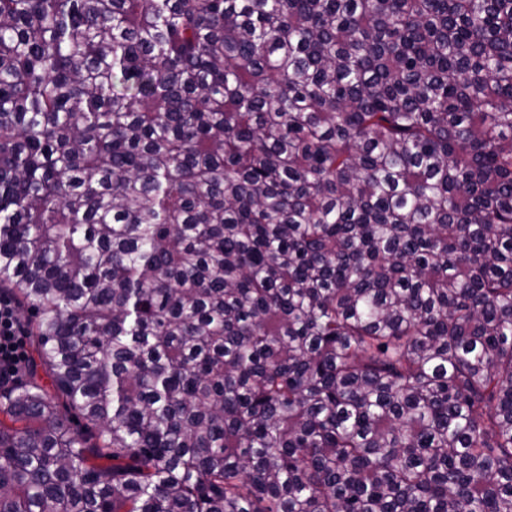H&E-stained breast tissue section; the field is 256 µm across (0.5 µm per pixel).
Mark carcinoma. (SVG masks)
Segmentation results:
<instances>
[{"label": "carcinoma", "mask_w": 512, "mask_h": 512, "mask_svg": "<svg viewBox=\"0 0 512 512\" xmlns=\"http://www.w3.org/2000/svg\"><path fill=\"white\" fill-rule=\"evenodd\" d=\"M0 512H512V0H0ZM27 331L14 301L0 295V384L14 381L27 360Z\"/></svg>", "instance_id": "obj_1"}]
</instances>
